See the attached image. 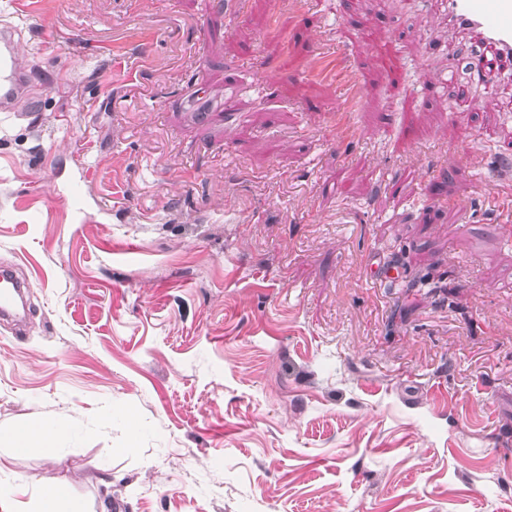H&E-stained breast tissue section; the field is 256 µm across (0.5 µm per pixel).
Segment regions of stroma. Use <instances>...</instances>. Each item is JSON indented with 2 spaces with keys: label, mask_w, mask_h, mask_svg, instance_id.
I'll use <instances>...</instances> for the list:
<instances>
[{
  "label": "stroma",
  "mask_w": 512,
  "mask_h": 512,
  "mask_svg": "<svg viewBox=\"0 0 512 512\" xmlns=\"http://www.w3.org/2000/svg\"><path fill=\"white\" fill-rule=\"evenodd\" d=\"M23 26L0 263L33 317L0 324V432L76 430L1 473L83 512H512V244L483 208L512 197V76L465 70L442 0H34ZM322 51L362 86L352 135Z\"/></svg>",
  "instance_id": "stroma-1"
}]
</instances>
